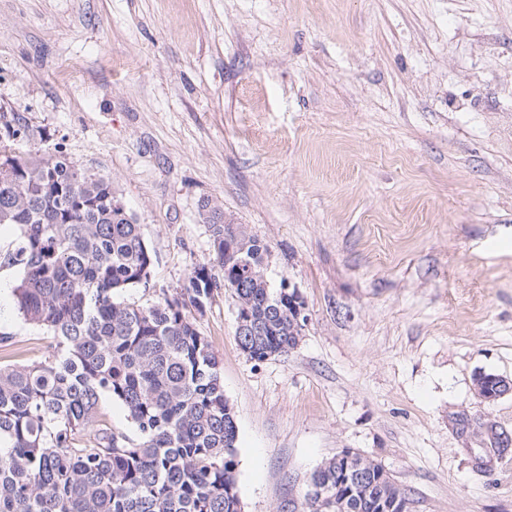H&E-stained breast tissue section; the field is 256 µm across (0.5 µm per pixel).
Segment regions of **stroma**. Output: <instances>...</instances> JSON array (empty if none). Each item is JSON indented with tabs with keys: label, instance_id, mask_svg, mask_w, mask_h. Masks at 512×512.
<instances>
[{
	"label": "stroma",
	"instance_id": "stroma-1",
	"mask_svg": "<svg viewBox=\"0 0 512 512\" xmlns=\"http://www.w3.org/2000/svg\"><path fill=\"white\" fill-rule=\"evenodd\" d=\"M110 177L155 256L209 253L201 199L270 251L308 318L249 359L231 292L193 321L238 427L243 512L301 504L345 449L411 512H512V0H0V113ZM0 266V365L41 359Z\"/></svg>",
	"mask_w": 512,
	"mask_h": 512
}]
</instances>
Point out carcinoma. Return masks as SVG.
<instances>
[{
	"label": "carcinoma",
	"mask_w": 512,
	"mask_h": 512,
	"mask_svg": "<svg viewBox=\"0 0 512 512\" xmlns=\"http://www.w3.org/2000/svg\"><path fill=\"white\" fill-rule=\"evenodd\" d=\"M41 132L21 112L0 119V225L15 232L0 262L17 272L15 307L49 339L44 357L0 366V512H242L238 431L219 363L190 318L224 288L250 318L236 326L254 361L300 340L288 289L272 288L268 247L204 198L210 238L178 296L140 304L154 255L144 225L119 202L112 180L61 151L21 157L18 139ZM223 271V280L212 268ZM120 402L136 435L100 422ZM343 477L338 456L311 474L302 512H380L408 501L383 466L358 452Z\"/></svg>",
	"instance_id": "cac0c4a2"
}]
</instances>
